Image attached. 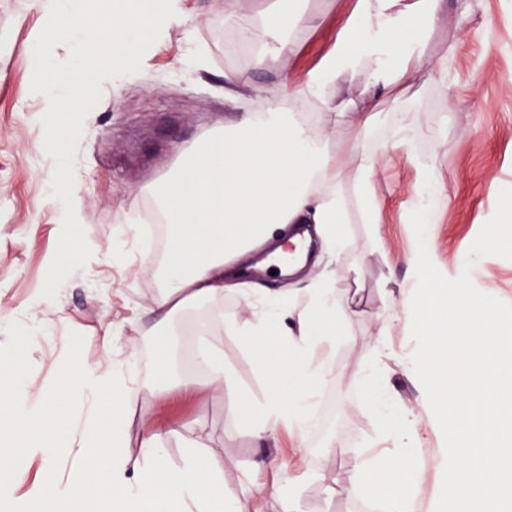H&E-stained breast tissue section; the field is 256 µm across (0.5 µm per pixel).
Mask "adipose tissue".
I'll return each mask as SVG.
<instances>
[{
  "label": "adipose tissue",
  "instance_id": "obj_1",
  "mask_svg": "<svg viewBox=\"0 0 512 512\" xmlns=\"http://www.w3.org/2000/svg\"><path fill=\"white\" fill-rule=\"evenodd\" d=\"M447 15V0H354L331 46L300 81L286 64L303 34L325 24L328 11L307 0H264L249 15L240 0H224L245 65L277 70L278 87L245 94L240 72L226 70L231 121L206 130L194 146L177 148V164L144 188L167 224L171 246L156 274L158 291L126 319L141 335L170 336L186 309L210 310L194 353L199 370L178 375L175 356L164 347L155 371L143 374L136 353L113 357L116 326L95 338L71 336L59 372L38 386L26 368L64 318L57 286L24 311L0 313V504L8 512H259L248 486L227 483L213 463L203 425L144 417L133 444L128 404L144 396L162 403L175 394L223 392L224 366L209 343L222 331L239 338L256 370L279 383L265 400L246 404L251 440L271 445L284 426L305 434L315 398L333 374L331 347L349 335L355 313L352 301L336 296L338 261L352 246L345 173L360 189L368 224L382 221L374 183L397 147L416 171L409 222L418 226L448 204L434 155L415 151L419 132L406 97L420 82L447 92L449 56L430 50ZM382 117L388 139L370 140ZM292 224L312 225L320 238L318 272L280 292L243 280L256 254L287 239ZM415 244L418 285L392 295L398 312L381 323L376 360L358 387L379 404L393 331L401 323L421 331L425 346L402 364L438 410L437 430L448 435L431 512H465L482 498L512 512V405L490 384L491 375L512 373V352H505L500 331L486 325L496 316L493 295L435 266L431 240L419 227ZM228 295L245 318L225 317ZM92 343L102 359L80 361ZM384 431L393 452L360 455L349 488L364 495L386 488V512H414L421 465L410 413L387 415ZM182 432L187 438L174 465L168 441ZM65 457L71 466L63 471L58 463Z\"/></svg>",
  "mask_w": 512,
  "mask_h": 512
}]
</instances>
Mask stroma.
<instances>
[{
    "label": "stroma",
    "mask_w": 512,
    "mask_h": 512,
    "mask_svg": "<svg viewBox=\"0 0 512 512\" xmlns=\"http://www.w3.org/2000/svg\"><path fill=\"white\" fill-rule=\"evenodd\" d=\"M185 23L153 46L145 67L120 87L104 91L88 115L75 156V187L83 203L86 240L99 262L77 269L61 283L66 322L58 324L44 343V354L33 373L35 382L55 370L73 331L102 333L132 309L144 306L156 292L154 270L158 251L137 258L134 265L113 264V231L130 208L128 191L147 186L173 159V148L192 144L205 128L227 121L224 110V70L234 49L224 38V0H187ZM329 20L307 36L294 61L304 75L330 46L336 22L351 0H328ZM492 26L474 20L464 40L456 38V19L448 17L433 36L434 50H456L449 63L452 91L458 103L446 110L438 91L421 88L408 101L420 131L419 151L436 155V171L448 191L447 207L433 216L427 231L432 260L447 266L449 258L467 261L478 256L470 277L475 292L491 288L501 313L512 319V247L479 251L487 227L494 225L501 205H512V0H483ZM40 18L29 0H0V36L9 42L0 54V301L12 308L29 305L45 286V261L55 250L59 231L47 182L55 160L43 147V129L35 119L41 106L30 91V36ZM204 50L207 67L194 70L192 48ZM415 173L405 151L391 152L375 183L383 203L378 241H371L362 224L358 196L348 190V230L355 247L339 262L340 298H356L358 312L352 334L336 342L334 376L327 402L306 433L310 450L308 476L299 493L306 512H362L358 493L347 490L349 474L362 451L386 448L384 422L357 392L362 374L375 360V335L387 316L386 293L417 282L412 267L414 227L407 218V199ZM99 279L100 289L89 288ZM215 344L224 359L228 381L223 395L172 397L159 405L141 398L132 405L133 418L204 423L212 436L211 451L234 483L244 472L265 461L269 449L246 437L240 424L241 396L264 399L273 387L258 373L251 356L235 337L220 335ZM415 339L397 332L391 340L385 388L395 405L414 410L421 442L416 453L423 462L417 484L419 506L435 493L433 460L448 439L433 433L435 413L422 386L397 358L413 350ZM328 471L338 490L327 493L317 480Z\"/></svg>",
    "instance_id": "1"
}]
</instances>
